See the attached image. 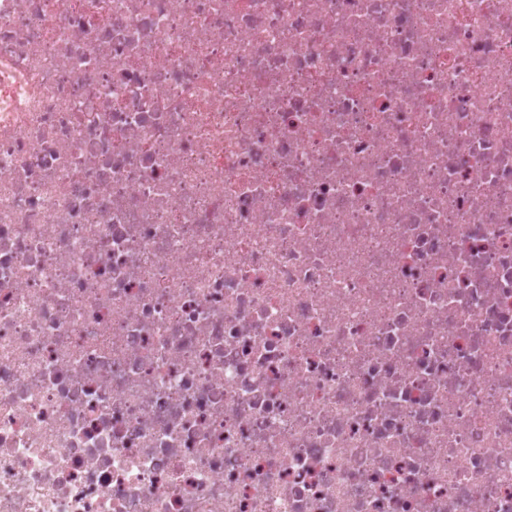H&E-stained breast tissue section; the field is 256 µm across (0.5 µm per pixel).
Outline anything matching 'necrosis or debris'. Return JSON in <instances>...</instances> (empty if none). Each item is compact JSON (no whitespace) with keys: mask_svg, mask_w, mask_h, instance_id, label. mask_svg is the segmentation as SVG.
Instances as JSON below:
<instances>
[{"mask_svg":"<svg viewBox=\"0 0 512 512\" xmlns=\"http://www.w3.org/2000/svg\"><path fill=\"white\" fill-rule=\"evenodd\" d=\"M0 512H512V0H0Z\"/></svg>","mask_w":512,"mask_h":512,"instance_id":"4bbe7bcc","label":"necrosis or debris"}]
</instances>
